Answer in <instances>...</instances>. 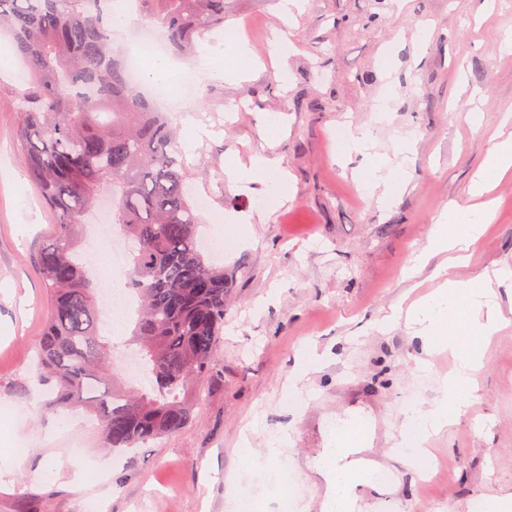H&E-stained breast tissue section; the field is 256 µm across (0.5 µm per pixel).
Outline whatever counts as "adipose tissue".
Wrapping results in <instances>:
<instances>
[{
	"instance_id": "adipose-tissue-1",
	"label": "adipose tissue",
	"mask_w": 512,
	"mask_h": 512,
	"mask_svg": "<svg viewBox=\"0 0 512 512\" xmlns=\"http://www.w3.org/2000/svg\"><path fill=\"white\" fill-rule=\"evenodd\" d=\"M512 170V137L497 143L489 152L472 185V195H482L486 187ZM225 176L235 182H264L267 175L287 181L278 159L267 154L251 157L249 163L228 162ZM489 212L484 208L451 211L444 223L432 225L429 246L419 255L421 263L440 253H449L447 264L438 267L445 281L439 292L417 304L409 313L411 323L418 325V334L427 351L449 350L455 357L454 368L442 380L441 398L428 407H410L403 424L402 439L395 455L405 465L427 454V443L434 435L452 424L464 409L474 406L478 398L477 376L482 367L480 343L498 332L502 326L492 302L487 279L479 283H462L450 276L451 268L460 265L463 253L471 242L484 232ZM366 438L341 442L331 449L330 459L317 472L326 483L323 512H352L358 495V473L377 471V463L362 459Z\"/></svg>"
}]
</instances>
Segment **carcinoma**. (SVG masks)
<instances>
[{"label":"carcinoma","instance_id":"carcinoma-1","mask_svg":"<svg viewBox=\"0 0 512 512\" xmlns=\"http://www.w3.org/2000/svg\"><path fill=\"white\" fill-rule=\"evenodd\" d=\"M111 0H0L28 69L19 102L28 173L58 220L36 253L51 308L36 350L55 382L45 405L85 406L109 448H138L192 416L193 392L214 369L227 277L198 246L201 217L171 122L110 50ZM172 50L188 52L224 26V0H136ZM112 192V221L134 243L126 288L139 300L129 344L147 385L115 380L100 334L99 288L78 252L85 218Z\"/></svg>","mask_w":512,"mask_h":512}]
</instances>
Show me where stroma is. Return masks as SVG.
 Listing matches in <instances>:
<instances>
[{
  "instance_id": "stroma-1",
  "label": "stroma",
  "mask_w": 512,
  "mask_h": 512,
  "mask_svg": "<svg viewBox=\"0 0 512 512\" xmlns=\"http://www.w3.org/2000/svg\"><path fill=\"white\" fill-rule=\"evenodd\" d=\"M278 3L225 0L226 23H243L260 65L239 83L198 73L173 121L179 141L193 143L191 188L210 197L202 231L224 228L229 301L216 373L192 419L133 450L103 448L94 416L46 408L38 389L34 346L50 297L35 255L56 216L17 142L22 63L0 68V452L14 453L0 472V512H81L89 498L108 512H229L238 496L258 512H319L307 464L335 447L354 414L382 433L372 452L393 476L390 492L365 497L367 512H470L482 495L512 493V176L488 193L490 218L456 271L462 281L493 278L504 321L484 350L479 402L430 438L442 462L432 482L392 453L409 404L439 399L453 365L448 352L426 355L399 313L441 285L435 264L418 269L414 258L443 213L473 205L488 150L512 134V53L499 48L512 0L482 15L472 0H388L369 25V0H304L280 76L271 66ZM267 113L285 125L263 124ZM348 124L371 130L370 155L341 152ZM408 135L406 188L368 197L361 173L377 157L399 162ZM265 146L287 187L205 179ZM265 207L270 221L250 223ZM307 343L318 360L297 401L288 380ZM285 433L283 454L267 461L269 438ZM283 468L295 485L287 502L272 479Z\"/></svg>"
}]
</instances>
